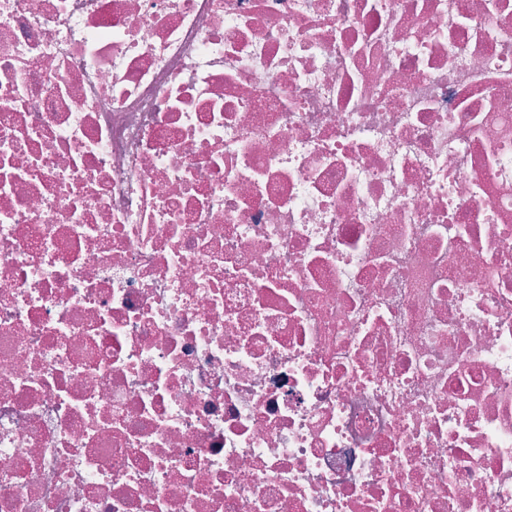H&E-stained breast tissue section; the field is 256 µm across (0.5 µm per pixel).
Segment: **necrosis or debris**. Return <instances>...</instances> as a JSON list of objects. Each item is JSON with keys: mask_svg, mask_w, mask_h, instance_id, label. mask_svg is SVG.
Masks as SVG:
<instances>
[{"mask_svg": "<svg viewBox=\"0 0 512 512\" xmlns=\"http://www.w3.org/2000/svg\"><path fill=\"white\" fill-rule=\"evenodd\" d=\"M0 512H512V0H0Z\"/></svg>", "mask_w": 512, "mask_h": 512, "instance_id": "obj_1", "label": "necrosis or debris"}]
</instances>
